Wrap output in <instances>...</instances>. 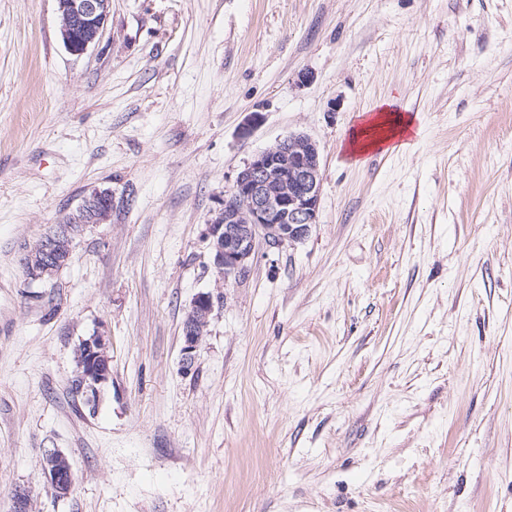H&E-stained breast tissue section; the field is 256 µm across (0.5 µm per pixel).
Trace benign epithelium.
I'll return each mask as SVG.
<instances>
[{"label":"benign epithelium","mask_w":512,"mask_h":512,"mask_svg":"<svg viewBox=\"0 0 512 512\" xmlns=\"http://www.w3.org/2000/svg\"><path fill=\"white\" fill-rule=\"evenodd\" d=\"M59 31L67 51L80 56L99 41L107 24L111 0H56ZM321 190L320 151L304 135H291L257 153L241 170L221 207L208 224L210 257L218 286L229 287L243 277L254 259L259 239L278 248L304 240L318 223ZM112 211V192L94 190L73 212L60 231L25 251L36 281L46 271L57 274L70 261L75 225L102 224ZM213 311L211 293L197 294L182 329L181 371L194 370L196 353ZM109 339L96 333L76 347L77 371L71 389L91 412H96L101 389L111 377ZM65 455L45 451L42 471L58 495L69 492L71 467L61 465Z\"/></svg>","instance_id":"1"}]
</instances>
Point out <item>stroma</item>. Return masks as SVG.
I'll return each instance as SVG.
<instances>
[{
  "mask_svg": "<svg viewBox=\"0 0 512 512\" xmlns=\"http://www.w3.org/2000/svg\"><path fill=\"white\" fill-rule=\"evenodd\" d=\"M384 102L419 135L353 163ZM291 134L319 221L217 287L207 226ZM96 188L109 219L30 280ZM98 331L92 414L69 380ZM18 486L29 512H512V0H112L80 56L56 0H0V512ZM112 211V192L94 190L84 200L83 204L73 212L60 231L42 239L33 247L25 251L32 275L29 279L36 281L46 271L52 272V278L70 261L75 236L72 228L78 224L86 227L89 224H102L107 221ZM51 274L46 273L43 280L50 279ZM213 311L211 293L197 294L186 313L182 329L181 371L189 374L194 370L196 353L206 333L209 318ZM66 460V466L61 461ZM42 471L48 485L58 495H65L69 492L73 475L71 467L65 455L58 449H47L42 458Z\"/></svg>",
  "mask_w": 512,
  "mask_h": 512,
  "instance_id": "35a3bbf8",
  "label": "stroma"
}]
</instances>
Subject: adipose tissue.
Segmentation results:
<instances>
[{
  "mask_svg": "<svg viewBox=\"0 0 512 512\" xmlns=\"http://www.w3.org/2000/svg\"><path fill=\"white\" fill-rule=\"evenodd\" d=\"M413 124V116L379 105L376 112L361 113L360 122L348 140L347 151L350 156L359 157L388 148L393 141L410 136Z\"/></svg>",
  "mask_w": 512,
  "mask_h": 512,
  "instance_id": "obj_1",
  "label": "adipose tissue"
}]
</instances>
